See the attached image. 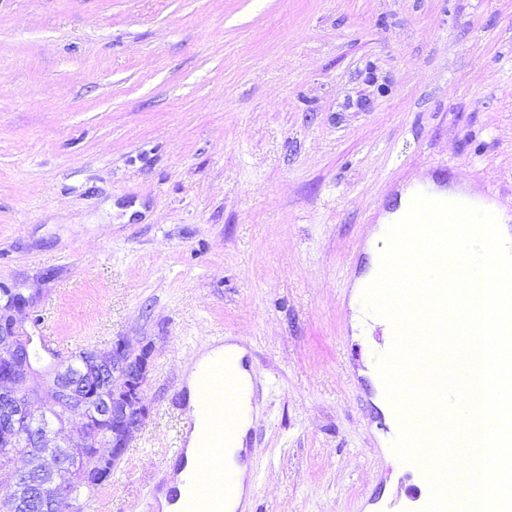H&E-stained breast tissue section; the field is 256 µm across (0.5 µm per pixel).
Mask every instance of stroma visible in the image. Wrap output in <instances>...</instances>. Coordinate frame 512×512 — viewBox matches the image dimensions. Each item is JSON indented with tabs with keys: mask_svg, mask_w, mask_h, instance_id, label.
<instances>
[{
	"mask_svg": "<svg viewBox=\"0 0 512 512\" xmlns=\"http://www.w3.org/2000/svg\"><path fill=\"white\" fill-rule=\"evenodd\" d=\"M443 169L512 213V0H0V286L66 352L153 349L82 512H149L182 368L224 339L256 371V512H412L352 285Z\"/></svg>",
	"mask_w": 512,
	"mask_h": 512,
	"instance_id": "obj_1",
	"label": "stroma"
}]
</instances>
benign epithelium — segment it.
Masks as SVG:
<instances>
[{
    "instance_id": "1",
    "label": "benign epithelium",
    "mask_w": 512,
    "mask_h": 512,
    "mask_svg": "<svg viewBox=\"0 0 512 512\" xmlns=\"http://www.w3.org/2000/svg\"><path fill=\"white\" fill-rule=\"evenodd\" d=\"M34 304V297H23L9 311L4 325H0V405L7 414V420L0 426V437L16 440L21 421L35 414L34 404L43 401V394L46 393L49 404L64 409V414L54 417L33 433L32 442L38 445L51 441L65 445L73 443L77 448L93 446L97 455L102 457L104 453L100 447L94 446L97 438L90 429V415L95 413L105 417L110 414L119 418L122 424V447H113L110 451L113 460L120 459L149 415L142 392L151 372L152 355H147L142 366L131 372L127 381V396L110 403L100 401L97 408L91 409L83 400V394L88 392L87 383L68 374L66 358L54 353L48 366H41L31 359L33 336L27 331V324ZM34 375L45 378L43 386H28V380ZM74 471L75 467L70 462L53 457L45 459L42 471L34 480L28 479L16 468L9 470L0 476V483L13 487V493L5 500L3 508L7 512H18L23 507L25 497L32 495L44 509L51 512L61 499V484L57 481V475Z\"/></svg>"
}]
</instances>
